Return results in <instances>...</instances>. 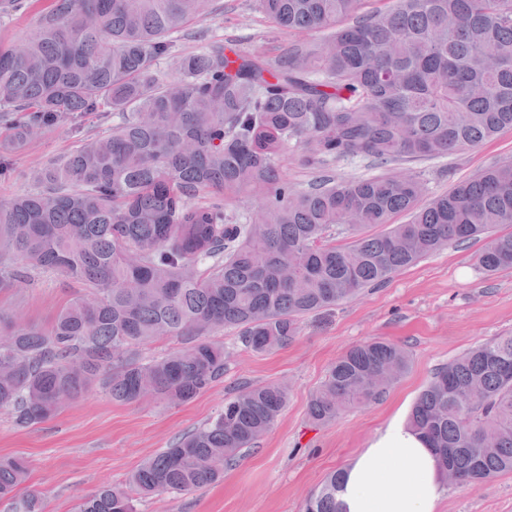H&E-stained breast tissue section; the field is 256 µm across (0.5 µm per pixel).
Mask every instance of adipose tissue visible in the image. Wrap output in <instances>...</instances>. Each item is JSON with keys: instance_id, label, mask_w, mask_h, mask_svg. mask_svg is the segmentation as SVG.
Instances as JSON below:
<instances>
[{"instance_id": "1", "label": "adipose tissue", "mask_w": 512, "mask_h": 512, "mask_svg": "<svg viewBox=\"0 0 512 512\" xmlns=\"http://www.w3.org/2000/svg\"><path fill=\"white\" fill-rule=\"evenodd\" d=\"M445 487L435 450L394 421L346 465L337 500L340 512H436Z\"/></svg>"}]
</instances>
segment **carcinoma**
<instances>
[{
	"label": "carcinoma",
	"instance_id": "obj_1",
	"mask_svg": "<svg viewBox=\"0 0 512 512\" xmlns=\"http://www.w3.org/2000/svg\"><path fill=\"white\" fill-rule=\"evenodd\" d=\"M288 34L274 58L210 29L176 53L172 35L223 11L219 0H49L23 45L0 44V177L44 130L67 124L68 153L0 201V290L59 274L80 291L47 327L0 310V410L29 428L101 386L114 402L182 404L224 377L233 328L257 353L288 346L301 318L336 306L452 243L487 238L488 275L512 268V159L421 204L427 181L400 161L472 149L512 129V0H254ZM169 61L165 74L159 64ZM108 125L101 135L84 121ZM313 170L305 188L287 150ZM386 168L338 179L333 165ZM256 197L240 223L229 202ZM399 214L409 216L395 224ZM179 347L143 360L139 348ZM402 346L373 340L328 368L307 414L316 425L380 400L407 372ZM282 383H246L206 425L145 460L124 486L78 498L76 512L224 478L275 425ZM407 424L460 483L512 474V334L438 368ZM341 471L302 512H339ZM26 462L0 457L4 512H43ZM298 151L294 148L287 150L283 160V170L286 173L288 180L294 184L305 187L312 178L309 170L299 166L296 158Z\"/></svg>",
	"mask_w": 512,
	"mask_h": 512
}]
</instances>
